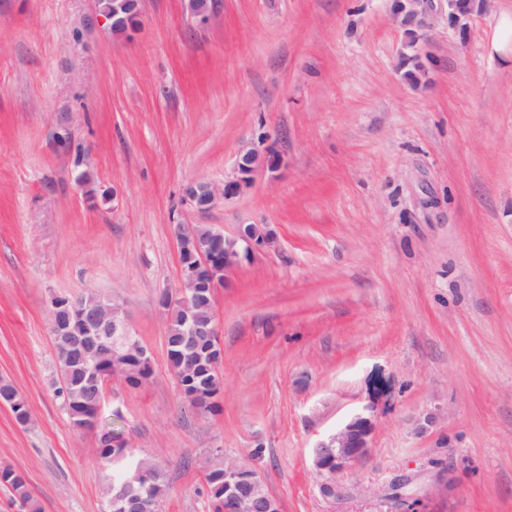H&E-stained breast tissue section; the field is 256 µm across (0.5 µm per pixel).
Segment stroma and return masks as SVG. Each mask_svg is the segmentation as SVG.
<instances>
[{"label": "stroma", "instance_id": "stroma-1", "mask_svg": "<svg viewBox=\"0 0 512 512\" xmlns=\"http://www.w3.org/2000/svg\"><path fill=\"white\" fill-rule=\"evenodd\" d=\"M93 9L0 0V378L30 412L0 406V466L40 512H103L102 429L63 410L49 333L53 295L89 287L151 354L152 379L109 381L100 416L164 460L162 512H210L217 448L282 512H512V0L464 33L434 0L415 76L392 0H221L207 24L144 0L130 39ZM260 138L280 166L196 210L184 186L232 178ZM178 223L276 234L215 296L213 414L168 366ZM357 414L369 458L318 472L316 443Z\"/></svg>", "mask_w": 512, "mask_h": 512}]
</instances>
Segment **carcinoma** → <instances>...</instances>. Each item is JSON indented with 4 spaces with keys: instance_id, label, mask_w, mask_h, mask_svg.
Segmentation results:
<instances>
[{
    "instance_id": "cac0c4a2",
    "label": "carcinoma",
    "mask_w": 512,
    "mask_h": 512,
    "mask_svg": "<svg viewBox=\"0 0 512 512\" xmlns=\"http://www.w3.org/2000/svg\"><path fill=\"white\" fill-rule=\"evenodd\" d=\"M207 296L208 293L203 290L196 297H180L168 311L167 356L182 399L204 412H216L220 409L218 396L224 392V380L216 373L209 358L197 350L187 348L184 336L185 310H190L201 324L214 319L213 305ZM56 357L65 372L64 380L56 388L64 411L75 427L93 426L96 418L94 404L98 400V394L103 391L102 381L94 378L92 370L86 368L66 348H57ZM98 363L99 367L110 368L119 377L126 378L127 385L134 388L147 383L153 375L151 360L137 353L104 352ZM0 399L7 402L15 418L22 420L24 424L28 422L30 415L27 403L11 383L0 380ZM113 434L114 430H105L98 451L100 462L112 464V487L108 488V492L121 497L126 512H135L142 502L147 503L145 512H161V504L168 492V480L162 461L157 457L138 458V466L150 475L148 487H143L135 476L134 469L128 465V459L120 458L122 454H129V449L107 446ZM224 467L225 460L221 454L212 455L206 461L205 482L212 512H221L217 499L224 497ZM0 485L11 491L22 512H38L21 470L10 465L1 466Z\"/></svg>"
}]
</instances>
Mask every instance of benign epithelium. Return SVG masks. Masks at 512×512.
Returning a JSON list of instances; mask_svg holds the SVG:
<instances>
[{"instance_id": "obj_1", "label": "benign epithelium", "mask_w": 512, "mask_h": 512, "mask_svg": "<svg viewBox=\"0 0 512 512\" xmlns=\"http://www.w3.org/2000/svg\"><path fill=\"white\" fill-rule=\"evenodd\" d=\"M112 12L108 13L95 6L91 20L109 23L123 29L122 35L129 37L137 31L142 17V0H114ZM190 13L200 22L206 23L217 14V0H187ZM428 0H395L393 15L407 34L415 33L422 26L424 4ZM448 21L460 31L469 27L473 18L485 12L490 0H447ZM275 155L264 147V141L254 143L241 152L235 164V176L220 186L208 181H196L184 188L185 197L199 211H206L219 199L240 194L251 185L256 173L273 169ZM175 236L179 253L188 254L189 261L182 265L178 289L164 290L159 295V305L173 303L178 297L196 292L204 286L214 294L228 285L229 277L245 262L251 259L256 247L275 243L273 232L261 224H240L231 235L213 230L208 241L202 243L196 237L193 225H175ZM50 312L58 318L66 315L76 319L89 329L92 335L85 347L88 359H94L99 350L139 351L145 357L147 349L134 337L125 312L113 301L91 310L85 308L78 296L56 295L51 300ZM187 335L212 337L213 349L218 358H223L217 324L208 329L201 328L192 318H186ZM375 424L371 418L357 414L346 422L336 433L320 440L313 448V464L319 471L336 474L366 459L372 451ZM250 471L247 464L230 462L224 470V507L222 512H250L246 497L242 493L241 480Z\"/></svg>"}]
</instances>
